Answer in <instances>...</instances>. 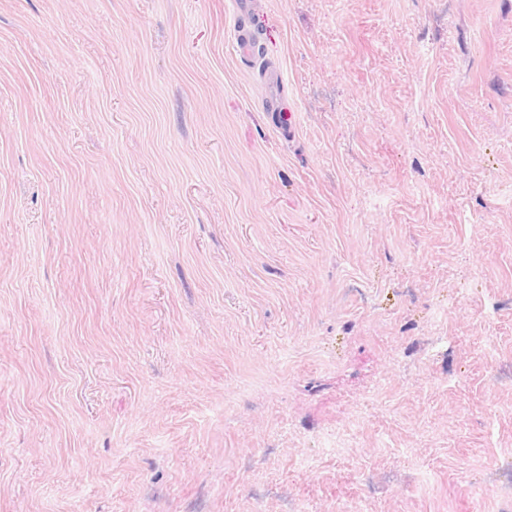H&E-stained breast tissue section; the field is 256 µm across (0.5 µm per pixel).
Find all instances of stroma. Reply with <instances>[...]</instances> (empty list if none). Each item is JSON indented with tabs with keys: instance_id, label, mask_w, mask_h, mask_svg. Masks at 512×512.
<instances>
[{
	"instance_id": "1",
	"label": "stroma",
	"mask_w": 512,
	"mask_h": 512,
	"mask_svg": "<svg viewBox=\"0 0 512 512\" xmlns=\"http://www.w3.org/2000/svg\"><path fill=\"white\" fill-rule=\"evenodd\" d=\"M0 512H512V0H0Z\"/></svg>"
}]
</instances>
